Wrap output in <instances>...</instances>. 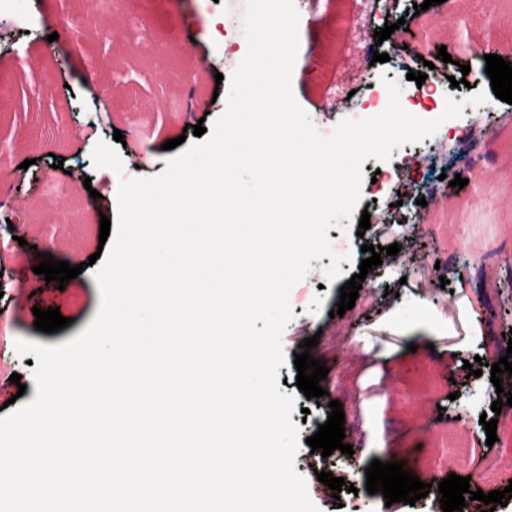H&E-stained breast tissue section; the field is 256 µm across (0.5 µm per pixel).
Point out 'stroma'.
<instances>
[{
	"mask_svg": "<svg viewBox=\"0 0 512 512\" xmlns=\"http://www.w3.org/2000/svg\"><path fill=\"white\" fill-rule=\"evenodd\" d=\"M413 2L399 5L410 30L408 46L426 41L431 62L439 48H446L453 58L445 66L448 75L458 78L462 66L471 68L475 81L459 94L463 112L452 121L469 130L472 116L497 98L480 62L462 46L512 48V0L486 24L449 26L442 7L416 15ZM295 5L315 65L296 76L294 95L319 131H331L348 117L349 85L361 83L363 70L371 66L359 55L365 32L383 28L385 21L377 0H295ZM24 6L32 24L16 34L13 49L0 51V79L9 96L0 104V131L12 147L0 185H6L7 198L27 206L23 224L12 229L0 223V417L7 414V400L21 406L36 396L33 367L17 354L16 341L63 344L91 323L100 305L92 272L83 270L68 290L63 315L70 325L55 333L36 330L32 310L47 308L48 294L32 292L27 277L40 254L73 264L97 251L101 218L117 217L121 179L161 173L171 156L163 148L167 140L182 136L194 142V135L184 134L185 125L201 121L209 127L223 115L229 84L216 82L215 75L225 69V43L243 45L223 22L222 0H210L203 11L195 0H116L109 37L93 32L82 42L70 22L83 11V0H24ZM380 50L389 53V61L371 67L410 93L414 83L400 69L398 55L385 43ZM103 99L112 111L108 122L97 119ZM117 130L135 163L134 170L121 174L95 167L92 159L94 147L112 143ZM58 158L59 169L53 166ZM456 163V157L428 144L413 154L400 146L388 160L369 159L357 210L327 232L346 256L342 277L327 281L324 269L331 260L325 256L312 261L311 272L290 291L293 317L282 334L285 364L278 377L285 382L284 393L296 397L291 419L302 444L295 469L319 512H442L435 494L412 506L389 505L382 494H369L365 470L376 459L404 463L426 483L453 473L486 492L504 489L512 473V407L501 410L494 444H487L479 423L497 399L490 365L511 344L495 315L503 301L496 282L512 259V126L491 124L481 159L465 174L466 186L442 187L439 196L452 199L453 210L435 207L434 220L423 221L420 206H400L396 223L359 228L363 210L387 200L389 184L376 179V171L391 172L394 181L417 194ZM77 166L91 186L67 194L75 220L65 233L48 214L65 171ZM94 190L99 199L91 198ZM394 243L398 254L382 255L354 307L336 316L341 287L359 271L362 245ZM312 336L319 343L311 354L329 370L321 382L327 394L317 400L299 391L294 365L300 345ZM477 356L484 362L478 377L463 367ZM15 373L21 376L17 385L9 381ZM333 399L356 433L350 457L338 451L322 457L306 442L327 421ZM452 434L470 449L465 462L453 467L446 463ZM322 470L354 484L355 492L333 497L316 477ZM487 472L493 478L485 483L481 477Z\"/></svg>",
	"mask_w": 512,
	"mask_h": 512,
	"instance_id": "35a3bbf8",
	"label": "stroma"
}]
</instances>
